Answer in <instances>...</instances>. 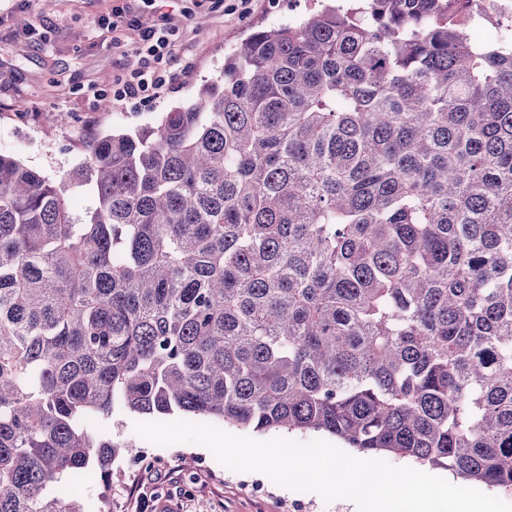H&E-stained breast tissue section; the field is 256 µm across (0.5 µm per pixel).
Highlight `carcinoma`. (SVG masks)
Masks as SVG:
<instances>
[{
    "mask_svg": "<svg viewBox=\"0 0 512 512\" xmlns=\"http://www.w3.org/2000/svg\"><path fill=\"white\" fill-rule=\"evenodd\" d=\"M466 14L324 3L69 178L0 153V512L110 489L117 408L512 490V30Z\"/></svg>",
    "mask_w": 512,
    "mask_h": 512,
    "instance_id": "obj_1",
    "label": "carcinoma"
}]
</instances>
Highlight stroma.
Wrapping results in <instances>:
<instances>
[{"mask_svg": "<svg viewBox=\"0 0 512 512\" xmlns=\"http://www.w3.org/2000/svg\"><path fill=\"white\" fill-rule=\"evenodd\" d=\"M123 7L142 24L168 16L180 29L170 62V80L157 97L142 102L113 97L118 77L136 68L132 48L138 33L122 26L98 27L99 17ZM316 0H157L154 11L140 0H0V147L50 180L80 168L89 146L102 134L154 124L163 112L193 101L198 89L219 82L224 55L254 27L296 22ZM37 21L26 33L23 20ZM111 97L110 111L92 96ZM139 415L118 409L93 433L127 446L112 463V492L98 480L77 487L87 512H350L341 502L324 503L311 492L275 485L265 475L234 472L204 446L161 447L137 436ZM149 452L154 465L133 468L131 455ZM148 489L154 506L141 505Z\"/></svg>", "mask_w": 512, "mask_h": 512, "instance_id": "35a3bbf8", "label": "stroma"}]
</instances>
